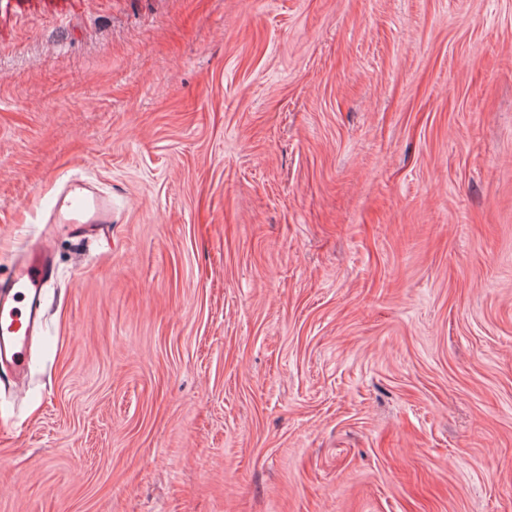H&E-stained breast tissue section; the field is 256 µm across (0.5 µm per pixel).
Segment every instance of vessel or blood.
<instances>
[{"label": "vessel or blood", "mask_w": 512, "mask_h": 512, "mask_svg": "<svg viewBox=\"0 0 512 512\" xmlns=\"http://www.w3.org/2000/svg\"><path fill=\"white\" fill-rule=\"evenodd\" d=\"M61 224L97 228L112 221V200L82 182L71 183L51 207ZM56 268L49 247L25 252L8 282L0 284V367L28 375L30 344L43 321L44 290Z\"/></svg>", "instance_id": "vessel-or-blood-1"}]
</instances>
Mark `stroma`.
Returning <instances> with one entry per match:
<instances>
[{"instance_id":"stroma-1","label":"stroma","mask_w":512,"mask_h":512,"mask_svg":"<svg viewBox=\"0 0 512 512\" xmlns=\"http://www.w3.org/2000/svg\"><path fill=\"white\" fill-rule=\"evenodd\" d=\"M44 240L0 512H512V0H0ZM53 221L99 228L112 222V199L80 181L72 182L51 207Z\"/></svg>"}]
</instances>
